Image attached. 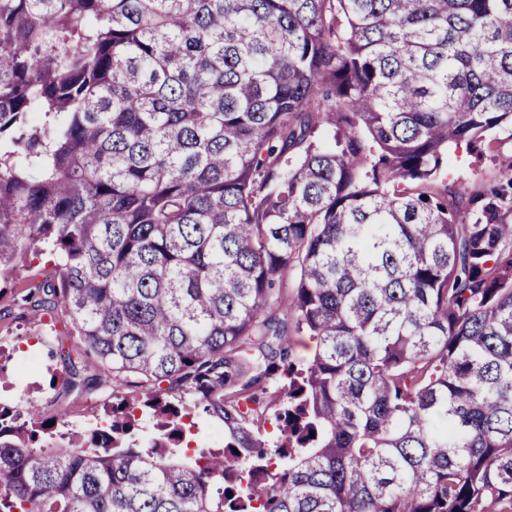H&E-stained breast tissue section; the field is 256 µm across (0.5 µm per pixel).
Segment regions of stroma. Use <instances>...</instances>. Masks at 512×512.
Here are the masks:
<instances>
[{"label":"stroma","instance_id":"obj_1","mask_svg":"<svg viewBox=\"0 0 512 512\" xmlns=\"http://www.w3.org/2000/svg\"><path fill=\"white\" fill-rule=\"evenodd\" d=\"M512 152V136L502 132L487 138L482 155L466 145L448 148L444 179L448 185H465L477 190L496 178L497 155ZM55 259L49 253L30 256L22 273L23 285L0 293V400L12 402L26 394L42 407L45 416L65 411L70 430L84 431L106 425L104 393L79 395L64 391L48 370V354L67 322L63 310L33 315L20 307L24 284L52 278Z\"/></svg>","mask_w":512,"mask_h":512}]
</instances>
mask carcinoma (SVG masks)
Masks as SVG:
<instances>
[{"label":"carcinoma","mask_w":512,"mask_h":512,"mask_svg":"<svg viewBox=\"0 0 512 512\" xmlns=\"http://www.w3.org/2000/svg\"><path fill=\"white\" fill-rule=\"evenodd\" d=\"M495 130L512 0H0V284L112 394L0 403V512H512V157L434 191ZM195 422L196 427L192 428L189 444V450L186 451V458L188 461H194L199 458L201 452L214 451L224 448V428L217 422L206 417L200 412H196L192 418L187 421L189 423Z\"/></svg>","instance_id":"cac0c4a2"}]
</instances>
